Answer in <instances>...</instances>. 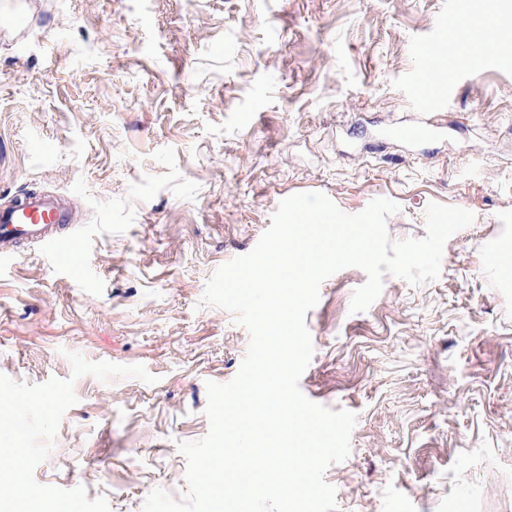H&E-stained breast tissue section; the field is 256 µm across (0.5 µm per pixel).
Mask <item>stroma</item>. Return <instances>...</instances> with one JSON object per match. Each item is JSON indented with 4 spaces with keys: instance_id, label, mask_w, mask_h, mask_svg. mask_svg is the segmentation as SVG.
<instances>
[{
    "instance_id": "stroma-1",
    "label": "stroma",
    "mask_w": 512,
    "mask_h": 512,
    "mask_svg": "<svg viewBox=\"0 0 512 512\" xmlns=\"http://www.w3.org/2000/svg\"><path fill=\"white\" fill-rule=\"evenodd\" d=\"M453 3L0 0V204L72 191L95 227L84 251L34 247L0 272V374L66 379L73 351L158 378L74 379L39 484L85 487L111 512L185 495L176 444L206 435V384L235 377L249 340L201 306L206 282L283 198L320 192L347 213L397 202L395 241L425 237L432 202L475 216L437 280L385 276L353 314L367 275L347 267L306 315L301 392L357 415L325 472L338 512H512V280L495 260L512 235V21L495 63L462 57L444 81L419 54L445 50ZM422 112L447 134L381 141Z\"/></svg>"
}]
</instances>
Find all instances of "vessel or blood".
Segmentation results:
<instances>
[{
	"label": "vessel or blood",
	"mask_w": 512,
	"mask_h": 512,
	"mask_svg": "<svg viewBox=\"0 0 512 512\" xmlns=\"http://www.w3.org/2000/svg\"><path fill=\"white\" fill-rule=\"evenodd\" d=\"M435 126L421 121L398 130L397 136L422 143L436 136ZM86 234L76 222L69 198L44 191H27L0 206V267L20 258L22 250L38 244L47 253L83 248Z\"/></svg>",
	"instance_id": "1"
}]
</instances>
